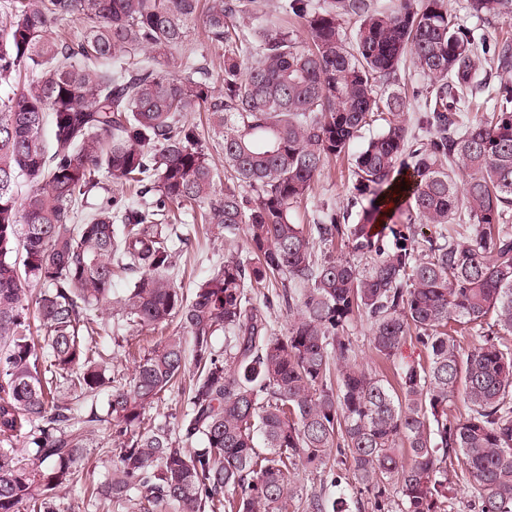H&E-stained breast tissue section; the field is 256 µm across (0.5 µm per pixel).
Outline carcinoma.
<instances>
[{
	"label": "carcinoma",
	"mask_w": 512,
	"mask_h": 512,
	"mask_svg": "<svg viewBox=\"0 0 512 512\" xmlns=\"http://www.w3.org/2000/svg\"><path fill=\"white\" fill-rule=\"evenodd\" d=\"M466 8L512 16V0ZM289 15L304 20L305 38L274 22ZM345 16L357 23L350 36ZM74 19L78 37L51 36ZM197 22L224 47L216 76L187 42ZM486 57L512 70V39L477 40L445 0H8L0 512H59L57 491L79 480L103 421L116 461L87 488L86 512L106 502L283 512L292 472L333 458L344 466L339 495L311 496L308 512H348L353 489L372 495L374 512H439L455 461L479 512H512V82L494 88L492 116L464 119L489 87ZM406 61L428 79L421 140L405 124L406 96L377 91L399 82ZM197 111L221 137L222 189L188 120ZM383 114L386 126L353 156L356 212L326 206L296 223L325 164ZM91 197L94 211L74 223ZM405 210L410 221L394 223ZM384 217L387 235L376 230ZM199 222L244 232L248 250L187 299L173 259ZM416 222L459 229L433 238ZM315 240H340L351 256H319ZM123 274L130 288L115 299ZM278 301L291 316L284 336L273 328ZM109 303L130 326L181 323L128 378L106 375ZM358 316L392 375L358 363ZM460 332L477 344L463 348ZM412 335L426 361L397 362ZM191 364L177 431L141 429ZM106 387V417L79 416V401ZM455 401L465 413L451 419Z\"/></svg>",
	"instance_id": "carcinoma-1"
}]
</instances>
